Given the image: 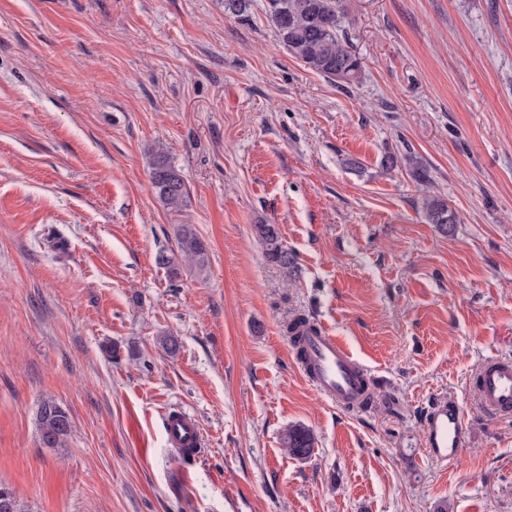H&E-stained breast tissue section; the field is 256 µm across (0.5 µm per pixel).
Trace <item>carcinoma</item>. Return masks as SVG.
Masks as SVG:
<instances>
[{"label":"carcinoma","mask_w":512,"mask_h":512,"mask_svg":"<svg viewBox=\"0 0 512 512\" xmlns=\"http://www.w3.org/2000/svg\"><path fill=\"white\" fill-rule=\"evenodd\" d=\"M250 2L252 0H224V12L229 17H242L250 9ZM266 14L289 54L307 69L338 86L348 87L358 82L362 62L351 50L341 25L342 0H266ZM150 177L153 190L164 206L178 209L185 205L186 184L164 155L154 157ZM422 210L430 224H438L445 230L456 224L455 213L438 196L424 195ZM254 231L269 261L283 269L295 266L296 257L282 244L275 225L256 224ZM174 235L175 246L157 252V266L174 281L186 268L200 273L205 271L208 250L193 226L179 224ZM37 426L42 443L49 448H59L71 432L72 421L66 408L48 399L37 410ZM314 444L311 430L300 424L288 427L283 437L284 451L302 460L312 456ZM0 512H29L27 505L3 483H0Z\"/></svg>","instance_id":"cac0c4a2"}]
</instances>
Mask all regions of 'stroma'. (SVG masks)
Segmentation results:
<instances>
[{"mask_svg":"<svg viewBox=\"0 0 512 512\" xmlns=\"http://www.w3.org/2000/svg\"><path fill=\"white\" fill-rule=\"evenodd\" d=\"M344 5L364 68L341 89L264 0L239 19L224 0H0V482L30 512H512V418L475 385L512 357V0ZM158 153L181 208L151 188ZM179 224L208 268L173 281L155 255ZM300 314L367 366L365 412L303 375ZM442 397L468 427L447 465L422 447ZM48 398L72 418L59 448ZM166 409L198 419L196 460L168 448ZM294 424L311 459L283 450ZM150 177L153 190L164 206L178 209L185 205L188 198L186 184L164 155L158 154L154 157ZM422 210L430 224H438L448 232V226L456 224L455 213L448 203L435 195L425 194L422 201ZM256 236L265 248V254L269 261L283 268H293L296 264L294 253L284 247L278 229L274 224L254 225ZM37 426L42 443L48 448H59L72 428L70 414L54 400H44L37 410Z\"/></svg>","mask_w":512,"mask_h":512,"instance_id":"1","label":"stroma"}]
</instances>
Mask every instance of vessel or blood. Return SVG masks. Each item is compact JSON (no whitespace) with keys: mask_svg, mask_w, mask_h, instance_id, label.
<instances>
[{"mask_svg":"<svg viewBox=\"0 0 512 512\" xmlns=\"http://www.w3.org/2000/svg\"><path fill=\"white\" fill-rule=\"evenodd\" d=\"M301 366L317 392L336 407H363L367 369L338 336L322 325L303 329ZM477 396L481 410L494 418L512 417V360L490 358L477 371ZM168 442L178 456H198L203 435L195 417L186 412L164 414ZM464 413L450 399L436 400L423 422V442L435 461L457 460L466 444Z\"/></svg>","mask_w":512,"mask_h":512,"instance_id":"b4317fda","label":"vessel or blood"}]
</instances>
